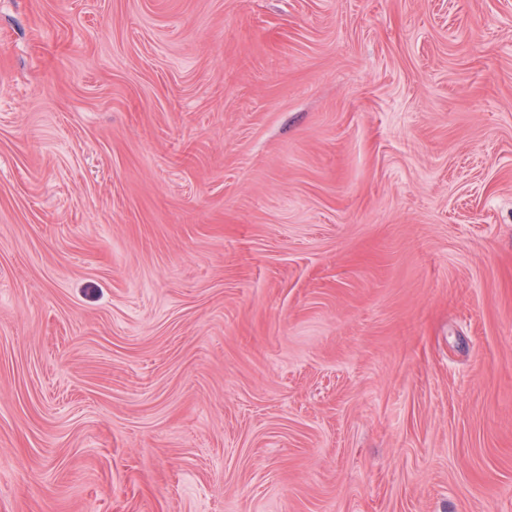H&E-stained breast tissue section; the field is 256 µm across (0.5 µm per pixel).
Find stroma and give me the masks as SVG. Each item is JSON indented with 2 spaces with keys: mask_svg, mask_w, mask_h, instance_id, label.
Instances as JSON below:
<instances>
[{
  "mask_svg": "<svg viewBox=\"0 0 512 512\" xmlns=\"http://www.w3.org/2000/svg\"><path fill=\"white\" fill-rule=\"evenodd\" d=\"M0 512H512V0H0Z\"/></svg>",
  "mask_w": 512,
  "mask_h": 512,
  "instance_id": "stroma-1",
  "label": "stroma"
}]
</instances>
